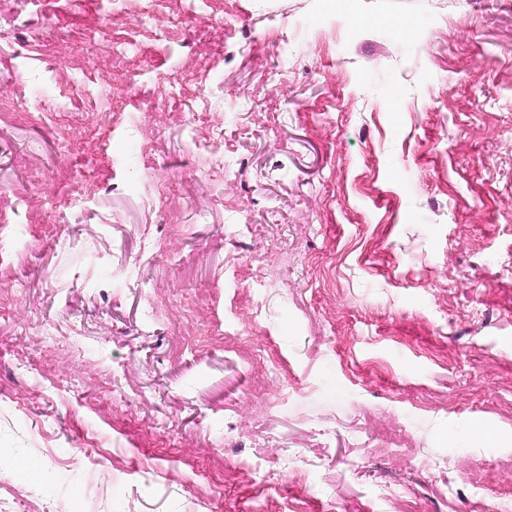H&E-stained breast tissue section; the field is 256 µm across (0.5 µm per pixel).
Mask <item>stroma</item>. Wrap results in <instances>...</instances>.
Listing matches in <instances>:
<instances>
[{
    "label": "stroma",
    "instance_id": "stroma-1",
    "mask_svg": "<svg viewBox=\"0 0 512 512\" xmlns=\"http://www.w3.org/2000/svg\"><path fill=\"white\" fill-rule=\"evenodd\" d=\"M180 8L0 0V512H512V0ZM161 101L176 106L185 112H194L197 116H206L210 111L209 92L203 85H198L193 93L186 92L171 84H166V78L159 84Z\"/></svg>",
    "mask_w": 512,
    "mask_h": 512
}]
</instances>
